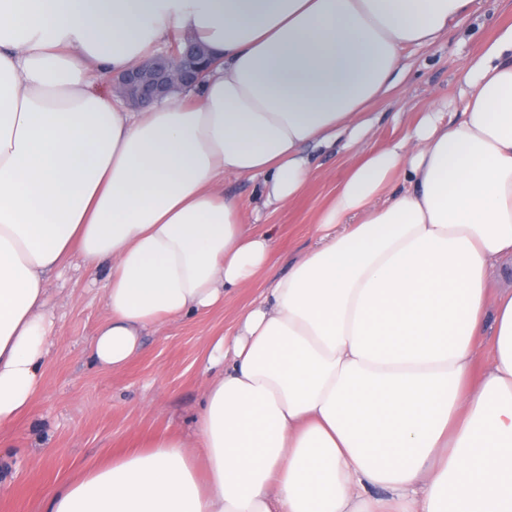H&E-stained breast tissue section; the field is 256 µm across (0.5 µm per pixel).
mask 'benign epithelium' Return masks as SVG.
Masks as SVG:
<instances>
[{
  "mask_svg": "<svg viewBox=\"0 0 512 512\" xmlns=\"http://www.w3.org/2000/svg\"><path fill=\"white\" fill-rule=\"evenodd\" d=\"M219 60L192 37L174 38L164 52L112 76V87L126 103L146 106L174 87L187 88L213 69Z\"/></svg>",
  "mask_w": 512,
  "mask_h": 512,
  "instance_id": "benign-epithelium-1",
  "label": "benign epithelium"
}]
</instances>
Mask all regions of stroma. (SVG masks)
I'll return each mask as SVG.
<instances>
[{"label":"stroma","mask_w":512,"mask_h":512,"mask_svg":"<svg viewBox=\"0 0 512 512\" xmlns=\"http://www.w3.org/2000/svg\"><path fill=\"white\" fill-rule=\"evenodd\" d=\"M475 5L481 14L461 33L405 59L402 82L372 108L371 146L389 143L417 113L451 96L471 52L494 35L495 23H512V0H475ZM308 153L315 170L307 191L278 210L263 208L256 183L224 180L225 194L238 200L246 223L257 219L253 211L259 206L258 219L275 227L270 279L310 245L319 212L345 176L343 156L314 147ZM106 276L103 269L90 274L69 268L48 281L55 315L52 355L44 367L45 386L27 414L0 430V512H44L52 487L105 459L166 434L193 440L210 376V345L233 333L239 312L260 293L256 286L242 289L225 305L144 336L139 356L115 371L96 363L90 352L106 315Z\"/></svg>","instance_id":"obj_1"}]
</instances>
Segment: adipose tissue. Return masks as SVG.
I'll use <instances>...</instances> for the list:
<instances>
[{
	"label": "adipose tissue",
	"instance_id": "obj_1",
	"mask_svg": "<svg viewBox=\"0 0 512 512\" xmlns=\"http://www.w3.org/2000/svg\"><path fill=\"white\" fill-rule=\"evenodd\" d=\"M474 0H0V426L45 385L46 276L108 266L91 354L258 282L308 188L304 148L348 158L312 246L215 342L193 445L173 436L74 477L45 512H512V23L470 56L453 112L365 149L406 49ZM218 65L191 104L128 112L94 75L174 34Z\"/></svg>",
	"mask_w": 512,
	"mask_h": 512
}]
</instances>
